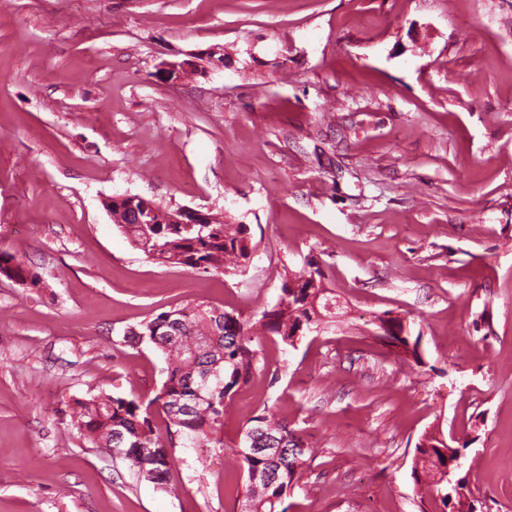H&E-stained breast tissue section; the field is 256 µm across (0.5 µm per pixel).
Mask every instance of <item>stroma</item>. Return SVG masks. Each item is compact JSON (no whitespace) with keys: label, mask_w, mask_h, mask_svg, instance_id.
Returning <instances> with one entry per match:
<instances>
[{"label":"stroma","mask_w":512,"mask_h":512,"mask_svg":"<svg viewBox=\"0 0 512 512\" xmlns=\"http://www.w3.org/2000/svg\"><path fill=\"white\" fill-rule=\"evenodd\" d=\"M125 194L248 225L251 261L155 263L104 207ZM1 253L39 283L0 275V512H240L264 407L310 448L289 512H422L432 429L473 437L478 512H512V0H0ZM310 262L335 324L259 341L224 447L174 436L176 493L70 425L164 381L128 328L189 302L259 318ZM386 311L421 363L375 337Z\"/></svg>","instance_id":"1"}]
</instances>
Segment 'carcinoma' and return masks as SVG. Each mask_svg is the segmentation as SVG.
Returning a JSON list of instances; mask_svg holds the SVG:
<instances>
[{
  "instance_id": "carcinoma-1",
  "label": "carcinoma",
  "mask_w": 512,
  "mask_h": 512,
  "mask_svg": "<svg viewBox=\"0 0 512 512\" xmlns=\"http://www.w3.org/2000/svg\"><path fill=\"white\" fill-rule=\"evenodd\" d=\"M130 243L153 261L183 267L197 274L224 272L244 267L253 248L249 227L218 218L212 224H120ZM325 273L309 268L286 275L285 287L277 303L249 322L235 312L223 311V320L214 319L215 307L204 302L173 307L131 327L123 342L131 347L151 343L166 356V378L154 397L144 402L100 394L76 402L72 424L93 448H113L112 433L125 435L129 463L137 477L169 489L174 465L172 438L183 434L198 448L224 447V413L239 390L247 385L257 362L251 344L272 335L287 347H294L304 330L319 323L336 321V312L326 304H336L323 288ZM375 336L406 359L421 361L420 337H412L403 320L385 311L376 316ZM174 402L184 411L175 415ZM164 415L166 434L153 421ZM305 447L302 437L263 409L250 416L243 438L235 448L247 479L244 491L235 497L251 505L252 512H288L285 505L299 480ZM152 449L141 455V449ZM467 444L451 446L427 431L416 444L417 467L413 471L415 491L442 505L441 512H462L463 500L471 496L467 478L460 475L458 460ZM270 470L271 483L255 486L252 475Z\"/></svg>"
}]
</instances>
